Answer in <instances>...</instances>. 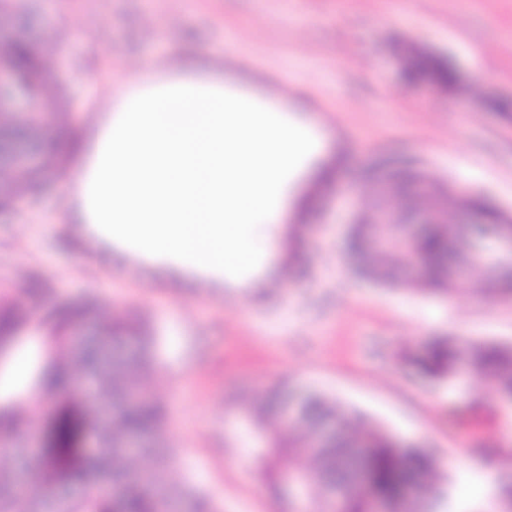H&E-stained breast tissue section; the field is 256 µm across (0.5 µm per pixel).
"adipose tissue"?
<instances>
[{"label":"adipose tissue","instance_id":"obj_1","mask_svg":"<svg viewBox=\"0 0 512 512\" xmlns=\"http://www.w3.org/2000/svg\"><path fill=\"white\" fill-rule=\"evenodd\" d=\"M113 77L62 196L71 223L118 261L193 268L209 288L253 287L284 232L283 191L318 151L302 103L271 126L211 66L160 74L117 60Z\"/></svg>","mask_w":512,"mask_h":512}]
</instances>
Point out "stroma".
Returning <instances> with one entry per match:
<instances>
[{"instance_id":"1","label":"stroma","mask_w":512,"mask_h":512,"mask_svg":"<svg viewBox=\"0 0 512 512\" xmlns=\"http://www.w3.org/2000/svg\"><path fill=\"white\" fill-rule=\"evenodd\" d=\"M172 9L183 13L181 29L163 23ZM149 12L159 25L148 42ZM76 17L101 34L63 54L78 136L99 119L111 59L203 60L228 46L245 73L300 90L301 119L324 146L302 191L318 201L289 202L286 246L262 282L235 297L149 265L126 277L75 234L49 174L36 195L0 209V293L34 275L49 298L92 296L126 314L133 330L117 339L120 350H136L139 332L154 336L149 384L167 411L159 443L176 455L170 480L201 488L220 512L298 508L271 487L252 415L276 385L323 392L430 448L447 479L444 512H505L488 476L512 475V405L481 374L433 379L417 361L449 336L512 343V294L375 283L357 273L346 242L354 205L373 200L364 174L382 160L415 162L456 191L512 208V112L490 106L512 100V0H26L23 22L35 38ZM408 41L455 62L454 92L403 85L398 51ZM479 71L490 81L476 82ZM340 126L349 133L341 145ZM172 284L180 298L168 294Z\"/></svg>"}]
</instances>
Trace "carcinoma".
Masks as SVG:
<instances>
[{"mask_svg":"<svg viewBox=\"0 0 512 512\" xmlns=\"http://www.w3.org/2000/svg\"><path fill=\"white\" fill-rule=\"evenodd\" d=\"M64 42L63 29L48 27L36 40L22 34L3 48V60L16 76V87L33 107L23 117L16 109H0V152L7 151L16 140H39L66 126L64 87L57 77ZM404 79L408 83L453 81L451 70L437 58L415 55L405 62ZM73 145L71 139L59 141L36 171L1 167L0 184L6 190L0 193V206L34 196L46 171L65 176V150ZM365 178L373 186L375 202L384 203L402 219L431 206L427 193L414 184L413 174L407 171L376 166ZM468 204L490 224L498 225L499 231H512V224L498 223L497 212L479 196L471 195ZM371 218L368 211L364 223L355 225L349 247L365 260L361 269L364 278L392 284L395 276L391 268L402 266L406 260L392 250L368 245ZM471 232L458 224L430 225L414 244L415 255L426 262V278L407 276L401 283L448 292L465 286ZM40 290L39 283L31 282L18 289L16 301L0 298L1 338L7 340L34 327L51 340L46 351L33 357L26 389L0 405V444L20 441L35 425L28 417L27 400L31 396L54 405L41 428L34 481L20 484L13 472L0 470V512H39L42 497L52 494L57 485L73 487L78 483L83 485L80 494L54 498L57 512H181L183 505L193 512H219L196 486L186 483L179 487L169 481L171 453L155 446L166 421V408L147 394L142 384L151 370L147 351L114 361L103 343L88 344L75 354L64 349L67 332L86 318L96 321L100 335L114 337L126 330L123 317L112 314L94 297L59 299L45 306L36 300ZM75 362L88 382L80 394L74 391ZM460 362L485 374L499 399H512V343L440 339L420 365L432 377L449 378ZM279 397L275 389L257 408L258 434L267 431L269 424L281 425ZM131 433L148 439L136 470L130 468L126 449L117 447ZM89 442L96 445L91 452L85 448ZM285 452L293 459L305 456L315 460L311 468L288 467L301 477V483L290 482L289 488L309 502L311 512H318L322 500L336 491L342 496V512H371L375 496L390 499L397 512H441L446 497L440 466L425 449L401 444L378 423L317 392L308 394L301 404L288 437H274L264 457L275 467ZM358 467L370 476L368 491L351 487ZM104 484L120 486V495L104 494Z\"/></svg>","mask_w":512,"mask_h":512,"instance_id":"1","label":"carcinoma"}]
</instances>
